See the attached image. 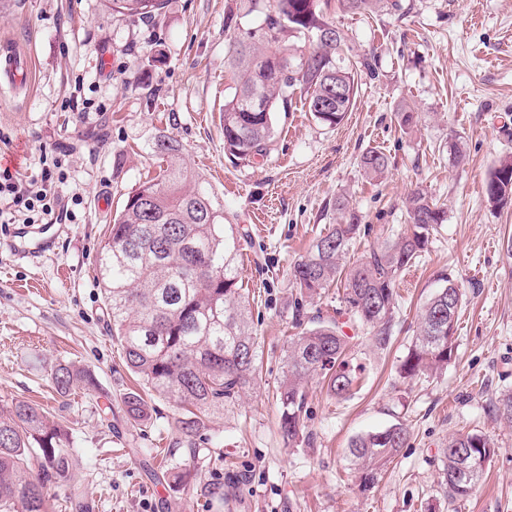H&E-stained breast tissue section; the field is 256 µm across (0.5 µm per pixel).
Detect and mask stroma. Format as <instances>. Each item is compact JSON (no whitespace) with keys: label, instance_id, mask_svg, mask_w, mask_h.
<instances>
[{"label":"stroma","instance_id":"35a3bbf8","mask_svg":"<svg viewBox=\"0 0 512 512\" xmlns=\"http://www.w3.org/2000/svg\"><path fill=\"white\" fill-rule=\"evenodd\" d=\"M353 14L339 0L320 8L348 37V57L376 59L359 72L343 121H316L301 102L273 115L265 155L232 162L220 111L231 75L227 17L243 27L262 16L247 0H167L148 20L112 14L104 0H0V40L34 56L31 89L0 92V167L20 181L40 174L41 155L59 160L52 181L73 219L32 231L50 247L16 255L12 227L0 223V409L37 405L72 442L78 485L50 489V512H512V422L496 398L512 392V205L484 196L489 173L512 155V0H399ZM418 112L403 131L397 112ZM214 193L224 221L246 230L237 254L257 338L260 374L249 392L178 445L173 401L153 397L151 418L132 427L122 396L135 383L108 326L97 264L108 226L128 194L159 172L157 136ZM460 142L463 162L448 151ZM371 148L389 167L371 179L359 166ZM422 189L446 216L396 285L391 339L379 347L352 329L342 289L302 297L290 269L335 224L361 226L346 256L354 262L394 241L405 198ZM346 211H337V200ZM453 272L464 293L448 367L400 377L418 313ZM321 315L342 326L366 375L350 397L308 383V440L289 444L278 430L273 394L289 336ZM91 370L95 391L59 397L52 368ZM402 422L410 440L364 485L348 459L351 440ZM483 433L497 445L476 491L449 501L440 485L449 436Z\"/></svg>","mask_w":512,"mask_h":512}]
</instances>
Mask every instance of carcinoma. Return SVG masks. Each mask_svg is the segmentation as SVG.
Listing matches in <instances>:
<instances>
[{
	"label": "carcinoma",
	"mask_w": 512,
	"mask_h": 512,
	"mask_svg": "<svg viewBox=\"0 0 512 512\" xmlns=\"http://www.w3.org/2000/svg\"><path fill=\"white\" fill-rule=\"evenodd\" d=\"M112 13L149 19L164 8L165 0H107ZM319 0H254L249 11L263 15L261 27L246 30L232 42L227 65L233 71L234 91L224 98L221 122L224 152L246 161L263 155L272 138L273 113L288 111L295 90L304 93L313 117L328 126L339 124L358 91L353 68L340 57L346 34L322 40L336 26L318 10ZM354 13L376 10L384 0H340ZM316 41L307 56L293 59L281 47L285 34ZM346 94L331 111L316 112L322 99H336V84ZM167 159L157 177L128 195L109 225L101 246L98 279L107 306L112 335L122 347L123 361L140 381L142 391H130L123 400L135 425L150 420L143 394H156L180 406L179 444L195 447L196 438L211 417L224 412L253 384L258 356L249 322L242 280L236 262L240 237L224 223V210L214 195L199 185L184 164L177 140L161 134L154 143ZM387 155L377 149L362 154L360 166L372 178L388 168ZM512 166L506 156L485 184L487 201L504 206L512 201ZM407 224L391 244L342 265L357 224H334L319 237L307 255L293 267V284L310 295L343 284L346 302L361 326L376 330L381 346L390 341L396 281L399 274L426 248L444 208L422 191L406 199ZM424 304L411 347L400 365L404 378L437 372L455 353L454 334L463 292L450 273ZM347 336L334 321L317 316L305 332L291 336L284 357L283 377L276 392L278 428L288 443L306 431L307 384L323 375L329 391L347 397L356 369L347 357ZM52 381L62 396L76 389L91 391L94 375L71 363L55 366ZM409 438L407 427L393 424L353 438L349 454L366 482L391 462ZM70 439L64 429L39 408L19 401L0 412V512H49L48 488L73 481ZM495 443L484 434L453 435L443 449L440 484L453 500H464L482 481L485 464L495 454Z\"/></svg>",
	"instance_id": "carcinoma-1"
}]
</instances>
